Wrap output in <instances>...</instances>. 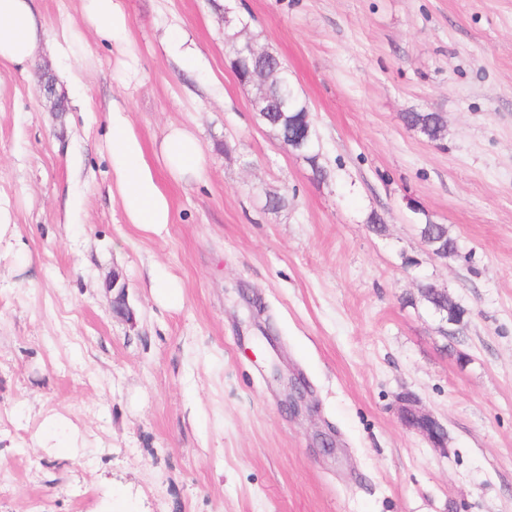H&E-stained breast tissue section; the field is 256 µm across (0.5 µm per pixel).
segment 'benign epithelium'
<instances>
[{"mask_svg": "<svg viewBox=\"0 0 512 512\" xmlns=\"http://www.w3.org/2000/svg\"><path fill=\"white\" fill-rule=\"evenodd\" d=\"M235 57L238 60L250 59L254 62V67L239 70L238 76L240 83L256 89L252 99L253 112L261 119L265 118L269 112L295 113L296 135L283 141V146L304 158L308 157V149L312 146V124L308 109L297 108L281 92L286 73L281 58L269 48L251 39L235 43ZM40 85L45 97L52 100V105L59 106L62 95L56 92L53 78L44 71L40 73ZM109 289L112 291L113 311L120 316L129 314L126 283L122 282L120 277H114ZM431 289L441 299V304L432 309V312L439 318L443 328L460 324L467 314L466 309L448 297L447 288L433 285ZM400 417L409 428L425 436L433 447L447 448L448 436L445 427L432 415L418 408L412 398L408 396L400 398Z\"/></svg>", "mask_w": 512, "mask_h": 512, "instance_id": "1", "label": "benign epithelium"}]
</instances>
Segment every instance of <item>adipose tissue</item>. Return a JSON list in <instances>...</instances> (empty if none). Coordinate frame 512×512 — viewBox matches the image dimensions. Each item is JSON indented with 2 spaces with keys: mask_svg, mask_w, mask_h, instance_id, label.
<instances>
[{
  "mask_svg": "<svg viewBox=\"0 0 512 512\" xmlns=\"http://www.w3.org/2000/svg\"><path fill=\"white\" fill-rule=\"evenodd\" d=\"M84 8L103 38H122L125 18L117 0H84ZM38 31L31 0H0V64L19 66L28 61ZM159 156L177 178L199 175L203 169L202 147L196 136L183 128L169 132ZM110 162L129 221L155 232L165 228L170 222L167 200L124 113L117 108L112 111Z\"/></svg>",
  "mask_w": 512,
  "mask_h": 512,
  "instance_id": "1",
  "label": "adipose tissue"
}]
</instances>
